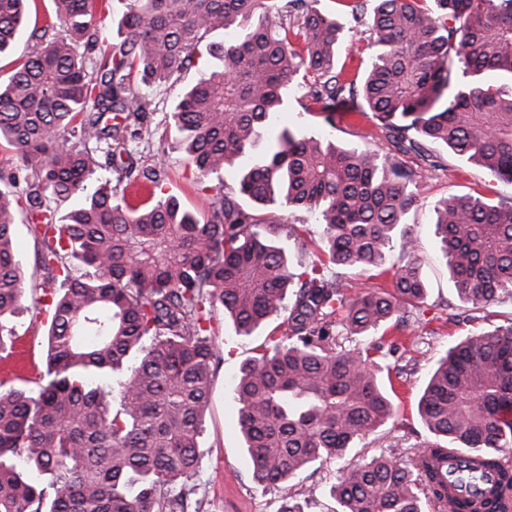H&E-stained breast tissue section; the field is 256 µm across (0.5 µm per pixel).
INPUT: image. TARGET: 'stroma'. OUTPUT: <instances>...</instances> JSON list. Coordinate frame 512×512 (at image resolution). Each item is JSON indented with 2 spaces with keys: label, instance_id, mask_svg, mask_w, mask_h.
<instances>
[{
  "label": "stroma",
  "instance_id": "obj_1",
  "mask_svg": "<svg viewBox=\"0 0 512 512\" xmlns=\"http://www.w3.org/2000/svg\"><path fill=\"white\" fill-rule=\"evenodd\" d=\"M321 10L335 14L349 30L339 48V61L346 73H355L360 63L368 61L364 47L370 35L367 24L354 23L343 0H319ZM208 57L197 59L193 68L182 73L179 80L148 86L134 82L135 92L149 104V118L155 131L153 137L132 139L128 148L138 163L157 164L164 173L166 193L177 196L189 209L208 213L214 200L213 186L217 182L235 185L238 167L226 168L223 175L198 178L187 164L185 153L178 148L174 134L166 132V114L180 92L193 83L199 70L208 66ZM336 124L327 126L314 113L303 111L297 102H290L280 114L278 126L296 127L305 133L330 138L338 143L357 148H385L386 143L372 118L361 115L356 102H337ZM430 152L438 161L437 167L423 171L417 191L418 202L406 217L407 229L415 239V258L421 268L427 287L423 302L409 307L408 322L400 329L369 331L355 337L359 347L379 342L387 335L397 339L396 355L387 356V363L401 361L407 372L392 380L390 394L394 412L391 419L377 431L367 435L356 445L357 453L374 456L394 455L404 462L432 435L418 414V401L436 361L457 340L491 330L512 318V299L504 298L490 306L493 321L475 318L467 304L461 303L436 235L434 207L441 198L456 194L473 196L496 203L512 198V186L498 181L473 162L452 153L446 146L434 144ZM286 221L303 225L309 230L307 238L298 240L281 237L292 266L310 262L318 252L322 229L314 214L303 208L288 211ZM16 251L22 263L29 287L22 301L23 309L16 320L15 354L0 359V381L5 385L21 387L34 378L45 366V335L48 324L45 317L36 316L34 303L39 299L43 273L37 264V245L25 224L15 228ZM457 306L460 316L449 321L447 305ZM214 324L219 330L216 340L223 352L224 362L215 374L213 389L199 439V467L191 482L198 488L191 508L193 512H279L283 501L273 487L259 486L253 476L251 462L239 431V403L234 392L235 377L241 365L261 352L271 333V326L250 336L238 335L229 316L216 312ZM345 462L331 459L302 472L292 482V493L301 496L309 488H316L314 502L307 512H334L335 501L328 490L341 474Z\"/></svg>",
  "mask_w": 512,
  "mask_h": 512
}]
</instances>
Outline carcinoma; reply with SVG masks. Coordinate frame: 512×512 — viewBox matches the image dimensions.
<instances>
[{
	"label": "carcinoma",
	"instance_id": "carcinoma-1",
	"mask_svg": "<svg viewBox=\"0 0 512 512\" xmlns=\"http://www.w3.org/2000/svg\"><path fill=\"white\" fill-rule=\"evenodd\" d=\"M29 0H0V54L25 23ZM96 0H55V21L31 33L34 50L0 84V141L16 151L0 187V355L27 289L14 225L26 214L38 245V301L50 319L44 371L32 388L0 382V512H185L199 467V437L213 377L224 362L214 308L238 334L269 319V336L240 369L238 423L254 480L282 493L281 512H305L290 482L342 457L383 426L392 403L381 365L347 337L386 324L424 299L419 266L385 267L414 252L402 229L422 167L377 149L338 145L284 128L266 138L299 85L306 112L335 127L338 100L360 102L387 144L430 167L443 144L512 184V0H376L371 63L336 67L344 27L318 0H132L112 42L95 27ZM209 70L183 90L170 124L202 177L248 160L233 187H217L201 219L163 191L161 172L127 149L148 102L131 78L167 81L193 63L207 34ZM118 173L97 179L94 158ZM77 203L61 213L45 192ZM306 208L323 226L321 255L299 269L279 245L294 225L269 214ZM436 234L459 298L480 310L512 296V202L450 195L435 207ZM392 273L393 290L349 297L335 269ZM403 324L405 317L398 316ZM435 441L406 462L383 455L349 463L329 490L335 512H507L512 489V323L468 336L441 357L420 396ZM454 443L475 455L457 482L436 462ZM497 474L475 503L458 485ZM45 481L36 483L28 473Z\"/></svg>",
	"mask_w": 512,
	"mask_h": 512
}]
</instances>
